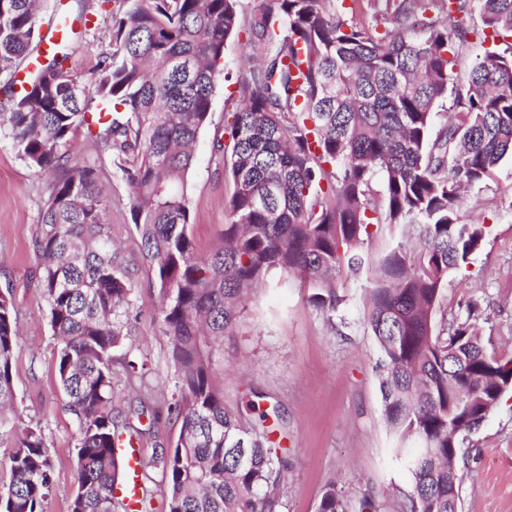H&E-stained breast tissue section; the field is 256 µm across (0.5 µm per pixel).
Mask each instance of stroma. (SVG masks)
<instances>
[{"instance_id": "stroma-1", "label": "stroma", "mask_w": 512, "mask_h": 512, "mask_svg": "<svg viewBox=\"0 0 512 512\" xmlns=\"http://www.w3.org/2000/svg\"><path fill=\"white\" fill-rule=\"evenodd\" d=\"M113 6L108 0H41L39 23L48 30L63 11H84L88 30L70 40L68 64L87 77L112 49ZM244 47L228 40L224 69L231 81H218L211 122L194 145L188 175L190 237L199 256L222 245L220 231L230 220V185L212 156L213 138L224 125L226 100L246 74ZM74 165L97 162L108 197L106 219L112 238L135 271L132 321L125 350L145 355V380H127L121 362L112 365L114 406L124 411L148 403L152 416L135 448L145 466L141 484L150 495L149 512H167L165 478L149 461L154 450L173 444L180 424L167 411L174 367L162 332L161 298L151 282L133 233L131 192L121 172L88 135H73ZM52 174H39L22 161L10 138L0 134V289H10L20 323L13 364L15 406L25 419L41 425L53 464V488L44 512H69L76 490L77 424L57 377L55 344L47 305L31 277L38 264L32 246L36 224ZM463 219L484 221L482 249L466 275H450L436 313L437 325L470 318L485 348L512 355V160L491 179L464 194ZM366 271L342 274L336 283L341 303L324 313L310 301L308 284L294 278L269 281L246 301L232 334L223 343L224 404L245 408L261 392V409L278 405L281 416L269 419L272 447L288 456L286 512H318L323 489L343 486L351 501L373 493L381 512H399L411 487L404 460L416 441L398 442L384 415L380 391L382 352L365 317ZM469 465L462 471L461 512H512V389L507 390L481 427L463 445Z\"/></svg>"}]
</instances>
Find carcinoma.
<instances>
[{"mask_svg": "<svg viewBox=\"0 0 512 512\" xmlns=\"http://www.w3.org/2000/svg\"><path fill=\"white\" fill-rule=\"evenodd\" d=\"M478 2L481 24L472 22ZM428 11L455 19L448 28ZM112 52L89 89L68 67V44L30 73L0 133L37 173L54 175L33 240L37 288L57 340L60 386L78 424L77 490L69 512H134L116 496L117 448L141 436L148 407L114 411L112 362L133 310L135 281L112 245L97 168L70 166L73 132L95 138L131 191L140 250L162 298L174 364L168 411L176 443L152 464L167 479L169 512H284L288 459L268 446L265 422L224 406L218 370L238 304L275 273L311 284V303L336 311L344 269H374L366 320L383 353L381 392L399 441L420 443L408 461L403 512H459L462 444L512 379V357L487 352L470 319L436 329L442 287L465 271L487 226L464 223L466 189L512 156V43L454 67L478 37L512 38V0H120ZM252 60L239 107L213 139L232 185L224 246L196 255L189 235L191 147L211 122L228 39ZM36 0H0V74H13L41 43ZM112 106L88 111V93ZM450 119L435 125L437 109ZM380 179L381 199L374 179ZM422 225L419 246L364 252L381 226ZM18 326L0 290V410L13 400ZM128 378L148 358L125 352ZM470 399L462 403L458 395ZM11 479L0 512H43L52 490L47 437L15 411ZM318 512H347L336 484Z\"/></svg>", "mask_w": 512, "mask_h": 512, "instance_id": "cac0c4a2", "label": "carcinoma"}]
</instances>
